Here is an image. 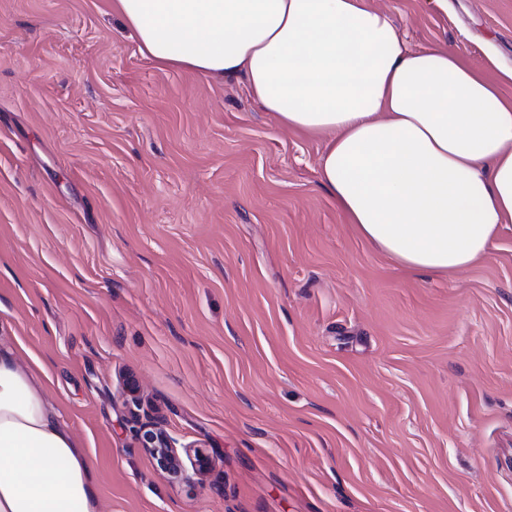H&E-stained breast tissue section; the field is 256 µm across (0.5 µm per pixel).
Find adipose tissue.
Segmentation results:
<instances>
[{
  "label": "adipose tissue",
  "mask_w": 512,
  "mask_h": 512,
  "mask_svg": "<svg viewBox=\"0 0 512 512\" xmlns=\"http://www.w3.org/2000/svg\"><path fill=\"white\" fill-rule=\"evenodd\" d=\"M143 58L244 76L278 123L324 139L322 186L409 272L486 256L512 224V67L410 49L370 0H114ZM0 512H100L88 456L0 348Z\"/></svg>",
  "instance_id": "ef3b65f1"
}]
</instances>
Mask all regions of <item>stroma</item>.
Wrapping results in <instances>:
<instances>
[{
	"mask_svg": "<svg viewBox=\"0 0 512 512\" xmlns=\"http://www.w3.org/2000/svg\"><path fill=\"white\" fill-rule=\"evenodd\" d=\"M372 3L411 48L512 66V0ZM323 149L144 59L112 0H0V346L43 365L101 512H512V225L407 272ZM152 420L211 470L160 469Z\"/></svg>",
	"mask_w": 512,
	"mask_h": 512,
	"instance_id": "35a3bbf8",
	"label": "stroma"
}]
</instances>
